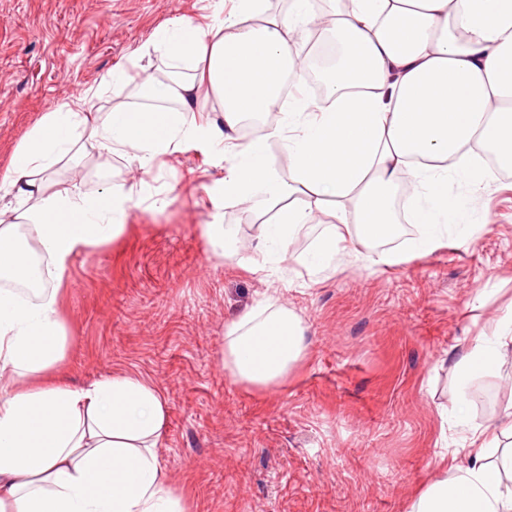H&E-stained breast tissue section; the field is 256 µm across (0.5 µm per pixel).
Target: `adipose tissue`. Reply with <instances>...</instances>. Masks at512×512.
<instances>
[{
  "label": "adipose tissue",
  "instance_id": "obj_1",
  "mask_svg": "<svg viewBox=\"0 0 512 512\" xmlns=\"http://www.w3.org/2000/svg\"><path fill=\"white\" fill-rule=\"evenodd\" d=\"M320 30L336 55L319 78L323 99L281 92L299 67L296 36ZM170 62L144 74L141 105L95 114V92L46 113L15 147L0 187V278L26 282L40 255L55 280L74 256L118 237L134 192L90 194L80 184L51 192L46 181L64 160L108 162L126 156L148 172L161 155L200 135L232 156L224 197L254 212L276 204L260 225L258 250L278 259L288 242L331 206L327 233L304 260L309 273L335 270L339 245L390 237L399 213L416 224L414 252L440 244L448 219V181L479 191L482 152L512 169V0H350L318 22L310 0L272 13L267 0H236L212 33L162 25L150 37ZM215 96L220 123L201 126L194 108ZM278 118L244 141L250 119ZM281 144L289 177L269 152ZM512 341V313L493 334L470 339L456 363L460 382L479 377ZM68 338L59 293L36 301L0 289V512H191L167 484L157 447L168 404L135 372L71 388L59 367ZM308 355L298 316L266 297L224 329V368L235 382L266 389L287 379ZM469 463L428 483L408 512H512V423L474 431Z\"/></svg>",
  "mask_w": 512,
  "mask_h": 512
}]
</instances>
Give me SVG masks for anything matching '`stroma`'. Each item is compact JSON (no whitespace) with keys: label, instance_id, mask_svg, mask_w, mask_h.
Listing matches in <instances>:
<instances>
[{"label":"stroma","instance_id":"stroma-1","mask_svg":"<svg viewBox=\"0 0 512 512\" xmlns=\"http://www.w3.org/2000/svg\"><path fill=\"white\" fill-rule=\"evenodd\" d=\"M230 0H0V176L14 147L57 104L97 87L115 65L129 84L109 86L101 110L134 102L132 52L162 24L209 29ZM232 158L201 140L143 174L152 198L129 207L116 239L77 255L62 282L69 346L62 370L87 387L120 370L141 373L165 396L168 426L157 454L193 512H407L446 460L467 461L471 429L499 424L512 403V345L492 371L459 385L454 365L471 336L492 333L512 309V180L477 193L461 180L475 224H449L427 255L409 250L417 228L397 224L381 243L336 256L313 276L300 260L324 225L293 238L277 262L252 273L257 226L224 200ZM81 182L96 193L131 184L123 155L59 165L50 190ZM239 228V261L220 257L197 227ZM393 252L397 263L370 267ZM275 294L303 320L307 359L264 391L224 369V328ZM466 400L458 424L453 409Z\"/></svg>","mask_w":512,"mask_h":512}]
</instances>
